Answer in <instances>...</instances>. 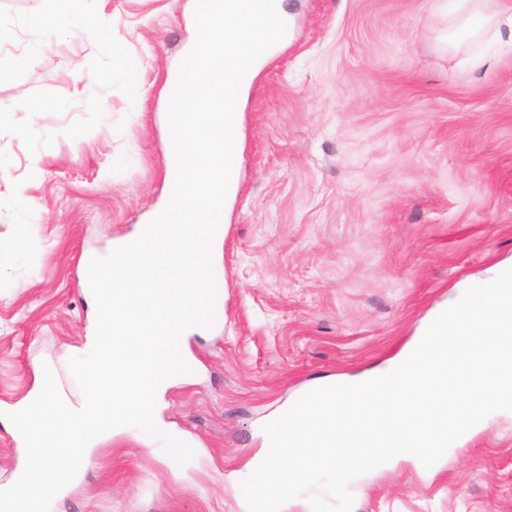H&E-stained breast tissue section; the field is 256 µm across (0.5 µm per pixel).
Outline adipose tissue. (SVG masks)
Listing matches in <instances>:
<instances>
[{"label": "adipose tissue", "instance_id": "obj_1", "mask_svg": "<svg viewBox=\"0 0 512 512\" xmlns=\"http://www.w3.org/2000/svg\"><path fill=\"white\" fill-rule=\"evenodd\" d=\"M449 14L452 26L448 48L455 53L468 50L467 63L473 70L482 69L489 58L470 51V44L493 43L512 48V0H505L495 9L488 8L486 0H451Z\"/></svg>", "mask_w": 512, "mask_h": 512}]
</instances>
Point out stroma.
<instances>
[{
  "label": "stroma",
  "mask_w": 512,
  "mask_h": 512,
  "mask_svg": "<svg viewBox=\"0 0 512 512\" xmlns=\"http://www.w3.org/2000/svg\"><path fill=\"white\" fill-rule=\"evenodd\" d=\"M286 2L292 36L250 90L213 257L226 319L188 337L196 370L159 407L194 456L119 434L51 512H245L233 473L270 413L387 366L455 285L512 256V51L471 71L446 47L444 0ZM196 4L84 0L111 36L47 32L34 67L0 78V410L43 360L75 389L62 358L89 326L81 261L167 203L166 102ZM50 10L0 0V53L22 54ZM351 491L353 512H512V412L436 471L402 461Z\"/></svg>",
  "instance_id": "obj_1"
}]
</instances>
